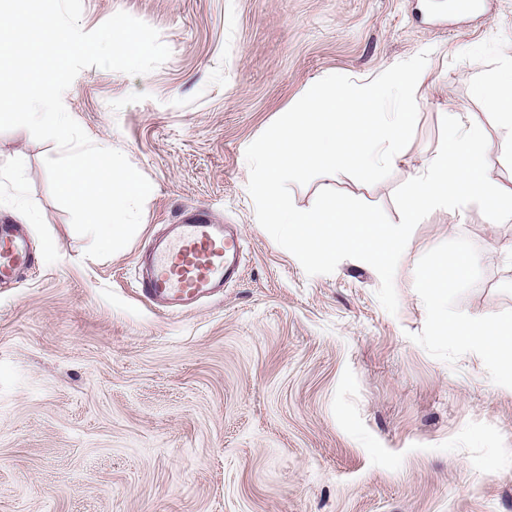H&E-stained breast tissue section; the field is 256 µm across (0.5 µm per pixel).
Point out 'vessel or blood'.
Wrapping results in <instances>:
<instances>
[{
  "mask_svg": "<svg viewBox=\"0 0 512 512\" xmlns=\"http://www.w3.org/2000/svg\"><path fill=\"white\" fill-rule=\"evenodd\" d=\"M240 239L226 233L207 209L197 208L172 225L168 239L153 252L139 290L152 306L189 309L222 292L238 275ZM31 262L21 227L0 225V281Z\"/></svg>",
  "mask_w": 512,
  "mask_h": 512,
  "instance_id": "1",
  "label": "vessel or blood"
}]
</instances>
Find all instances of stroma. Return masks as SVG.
Wrapping results in <instances>:
<instances>
[{"label": "stroma", "instance_id": "stroma-1", "mask_svg": "<svg viewBox=\"0 0 512 512\" xmlns=\"http://www.w3.org/2000/svg\"><path fill=\"white\" fill-rule=\"evenodd\" d=\"M124 11L171 56L130 76L82 70L68 113L152 184L130 243L84 252L53 199L50 142L0 132V222L31 266L0 282V512H512V391L493 358L447 338L426 275L469 265L448 317L512 318V220L437 209L395 274L346 259L306 275L258 224L247 146L321 78L367 83L422 50L418 117L391 175L291 185L310 209L339 190L400 222L441 120L478 124L491 176L512 186V126L473 82L512 58V0L449 14L442 0H83L80 24ZM208 208L243 240L240 277L187 311L150 306L139 260L183 213Z\"/></svg>", "mask_w": 512, "mask_h": 512}]
</instances>
